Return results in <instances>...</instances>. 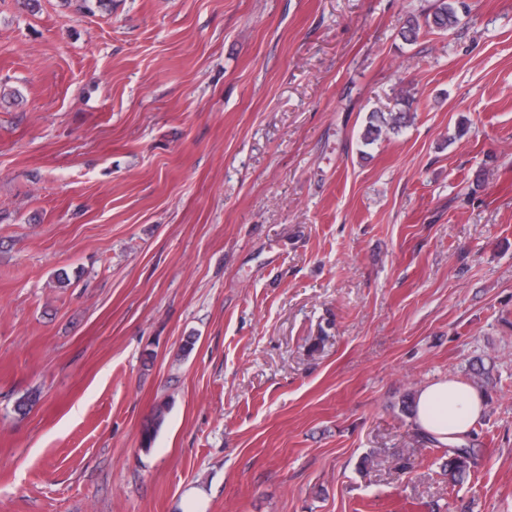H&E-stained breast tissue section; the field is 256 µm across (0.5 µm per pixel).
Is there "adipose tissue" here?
<instances>
[{
    "instance_id": "ef3b65f1",
    "label": "adipose tissue",
    "mask_w": 512,
    "mask_h": 512,
    "mask_svg": "<svg viewBox=\"0 0 512 512\" xmlns=\"http://www.w3.org/2000/svg\"><path fill=\"white\" fill-rule=\"evenodd\" d=\"M484 409V396L476 387L448 377L417 390L413 420L421 432L444 446L463 439Z\"/></svg>"
}]
</instances>
